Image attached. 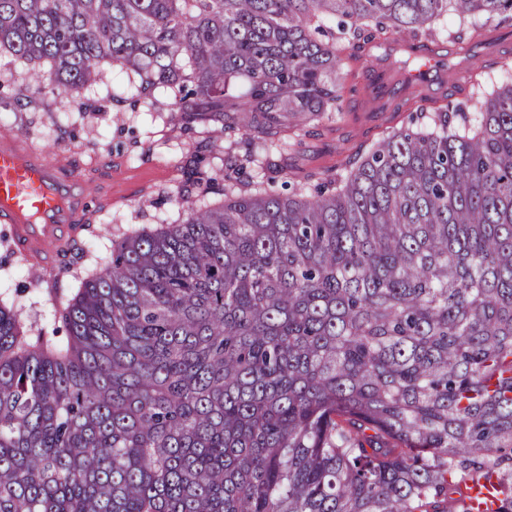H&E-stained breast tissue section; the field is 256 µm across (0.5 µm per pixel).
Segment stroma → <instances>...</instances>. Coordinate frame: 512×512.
Segmentation results:
<instances>
[{"label":"stroma","mask_w":512,"mask_h":512,"mask_svg":"<svg viewBox=\"0 0 512 512\" xmlns=\"http://www.w3.org/2000/svg\"><path fill=\"white\" fill-rule=\"evenodd\" d=\"M485 27L499 35L493 52L476 46L468 62H461L456 43L441 39L438 49L452 75L428 92L440 103L462 102L479 111L493 85L512 71V25L491 19ZM121 74L107 71L104 84L94 87L92 112L79 114L77 92L55 88L43 92L42 107L20 109L16 98L22 87L21 68L0 61V136L17 137L23 149L34 150L51 162L77 169L85 180L111 194L90 223L96 236L83 263L65 275L60 287L45 279V266L36 257L7 254L0 245V301L21 309L26 323L46 336L65 339L55 312L77 292L81 281L99 267L113 240L152 227L160 220L181 221L187 207L179 192L190 175L194 155L204 150L209 171L222 168L227 153L242 144L221 134L181 127L170 113L155 111L147 99L121 93ZM397 125L390 113L368 111L362 96L345 95L343 115L304 126L295 136L288 166L279 181L299 182L309 173L334 175L338 152L354 145L362 131L379 141Z\"/></svg>","instance_id":"35a3bbf8"}]
</instances>
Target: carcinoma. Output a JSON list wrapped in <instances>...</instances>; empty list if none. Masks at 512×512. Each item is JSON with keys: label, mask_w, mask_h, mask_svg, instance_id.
Here are the masks:
<instances>
[{"label": "carcinoma", "mask_w": 512, "mask_h": 512, "mask_svg": "<svg viewBox=\"0 0 512 512\" xmlns=\"http://www.w3.org/2000/svg\"><path fill=\"white\" fill-rule=\"evenodd\" d=\"M483 39L512 0H0V58L76 88L109 64L179 123L239 135L222 197L112 242L60 311L0 301V512H512V84L471 118L362 142L309 191L247 170L341 111L397 28ZM339 16L335 26L324 21ZM72 271L85 241L61 250Z\"/></svg>", "instance_id": "obj_1"}]
</instances>
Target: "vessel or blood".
<instances>
[{"label":"vessel or blood","mask_w":512,"mask_h":512,"mask_svg":"<svg viewBox=\"0 0 512 512\" xmlns=\"http://www.w3.org/2000/svg\"><path fill=\"white\" fill-rule=\"evenodd\" d=\"M416 53L417 71L393 76L392 62L403 53ZM440 57L434 49L413 51L409 41L395 39L383 46L369 66L364 89L384 98L396 87L440 77ZM102 201L89 191L81 177L67 176L59 165L23 151L10 143L0 144V223L11 225L15 249L23 255L54 263L58 246L75 238L76 226L91 216Z\"/></svg>","instance_id":"vessel-or-blood-1"}]
</instances>
